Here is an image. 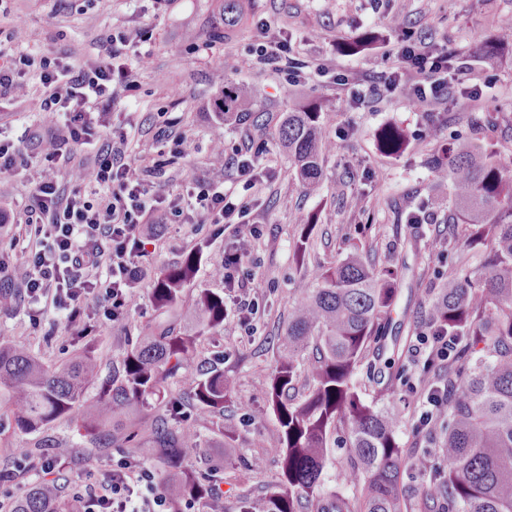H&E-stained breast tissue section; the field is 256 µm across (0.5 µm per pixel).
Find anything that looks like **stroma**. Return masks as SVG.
Wrapping results in <instances>:
<instances>
[{"label": "stroma", "mask_w": 512, "mask_h": 512, "mask_svg": "<svg viewBox=\"0 0 512 512\" xmlns=\"http://www.w3.org/2000/svg\"><path fill=\"white\" fill-rule=\"evenodd\" d=\"M512 17V0H241L235 27L224 25V0H0V45L44 54L81 67L98 65L102 43L120 31L150 26L153 37L142 56H129L128 77L113 81L109 97L100 100L96 131L113 148L144 158L165 149L167 132L183 134L191 143L157 178L159 189L179 194L190 180L223 177L228 193L252 190L242 181L234 149L252 138L268 142L263 158L273 175L255 192L250 214L260 232L244 262L259 284L260 307L241 324L233 304H226L223 327L206 333L202 356L223 357L230 400L223 416L189 409L184 424L200 435L202 455L212 456L223 430H232L233 449L216 481L224 491V512H236L239 497H249L253 512H264L266 493L279 477L277 422L267 401L269 378L279 346L285 340L288 312L323 266L361 249L376 263L396 264L401 279L387 319L386 336L374 342L356 373L364 400L391 411L398 419V442L409 461L401 474L407 512H434L427 499L430 479L411 466L414 458L433 459L437 440L416 428L415 388L425 359L413 355L425 329L426 311L448 280V254L435 252L439 225L448 212L449 183L430 166L451 139L479 133L505 157L512 158V58L472 57L474 45L492 37L503 17ZM426 38L437 49L471 62L469 77L486 78L477 102L435 104L441 118L426 123L421 108L403 96L371 94L370 88L398 65L397 46L404 31ZM374 34L372 45L346 52V45ZM288 38L290 54L304 62L299 84L260 61L255 47ZM345 74L347 84L336 81ZM244 82L253 91L257 125L224 127L211 117L221 79ZM367 96L353 105L355 88ZM300 98L324 104L322 120L332 147L322 156V179L307 191L296 179L288 154L278 139L284 112ZM58 117L39 109L35 94L0 96V137L29 149L33 134L55 126ZM385 126L406 135L403 153L389 155L377 144ZM224 161L216 163L215 149ZM44 172L37 159L11 173H0V213L8 226L0 229V260L9 265L11 287H21L27 254L17 225ZM425 205L432 223L411 224L407 214ZM310 221L297 224V216ZM308 233L305 262L295 256L301 233ZM233 241L229 224H171L147 239L140 259L143 277L127 316L106 319L91 305L85 324L71 325L53 310L32 314L25 297L13 312L0 313V337L30 346L46 362L73 357L93 346L103 363L112 362L151 331L159 319L151 288L159 270L198 252V274L183 291L185 312L195 309L200 289L220 293L224 251Z\"/></svg>", "instance_id": "stroma-1"}]
</instances>
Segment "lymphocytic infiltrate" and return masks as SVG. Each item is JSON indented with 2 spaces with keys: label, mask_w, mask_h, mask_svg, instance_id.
I'll return each mask as SVG.
<instances>
[{
  "label": "lymphocytic infiltrate",
  "mask_w": 512,
  "mask_h": 512,
  "mask_svg": "<svg viewBox=\"0 0 512 512\" xmlns=\"http://www.w3.org/2000/svg\"><path fill=\"white\" fill-rule=\"evenodd\" d=\"M147 40L143 28L112 36L104 44L102 64L80 69L46 55L10 56L0 48V94L22 92L30 80H39L41 111L64 117L62 126L37 131L32 140L49 173L36 184L25 212L31 248L25 293L31 306L63 312L72 324L82 322L89 304L100 300L110 303L112 320H121L141 280L143 226L166 225L180 216L192 224H220L231 218L234 242L224 253V286L240 321L249 322L259 308L254 277L240 271L259 234L249 220L250 202L233 200L220 178L188 183L183 193L168 198L113 153L111 144L94 139L91 114L108 94L117 63L139 53ZM398 55L401 65L385 85L422 106L437 104L451 92L450 70L468 67L461 59L449 61L446 53L422 40L400 46ZM78 148L94 155L89 191L69 196L60 189L56 168ZM71 502L75 512H195L199 502L207 512H221L224 494L213 484L204 498L189 494L175 500L154 467L125 459L113 465L99 486L72 484Z\"/></svg>",
  "instance_id": "lymphocytic-infiltrate-1"
}]
</instances>
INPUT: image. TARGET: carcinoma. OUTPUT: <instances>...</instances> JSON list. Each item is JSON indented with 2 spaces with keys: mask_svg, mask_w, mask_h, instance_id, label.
Returning a JSON list of instances; mask_svg holds the SVG:
<instances>
[{
  "mask_svg": "<svg viewBox=\"0 0 512 512\" xmlns=\"http://www.w3.org/2000/svg\"><path fill=\"white\" fill-rule=\"evenodd\" d=\"M512 48V23L478 49L492 57ZM250 89L224 82L214 99L215 118L223 123L256 121L247 111ZM322 105L299 99L286 112L279 140L288 151L296 177L308 190L320 183L321 154L330 143L323 136ZM387 154L403 150L397 127L378 133ZM448 179V282L428 309V323L448 329L454 344L441 381L450 398L439 449L448 461L435 492L440 512H512V169L491 146L460 142L448 157L432 159ZM478 253L485 273L476 275L458 252ZM198 254L164 268L154 282L156 308L169 317L159 333L139 337L101 374V361L89 347L52 367L31 348L0 338V410L15 430L35 435L19 453L31 462L59 447L46 431L56 422L76 424L82 441L72 444L71 463L84 449L100 452L128 444L161 464L163 484L200 493L211 482L208 465L185 467L198 450L181 425L187 408L224 415L227 400L224 361L200 362L199 377L188 395L157 407L150 402L162 385L198 354L207 330L224 326V296L202 290L196 310L181 330L174 322L183 288L194 281ZM397 269L376 266L356 251L322 270L315 286L295 301L288 317L287 343L278 350L268 388V402L278 422L279 490L266 498L265 512H403L400 476L405 465L397 439V421L386 409L364 402L355 382L359 363L381 336L394 305ZM306 390L299 399L285 393L300 377ZM98 385L88 398L87 389ZM347 431L352 469L343 480L357 485L354 497L336 486L324 487L322 473L329 439L336 428ZM58 484L34 483L16 499L11 512H70Z\"/></svg>",
  "mask_w": 512,
  "mask_h": 512,
  "instance_id": "carcinoma-1",
  "label": "carcinoma"
}]
</instances>
